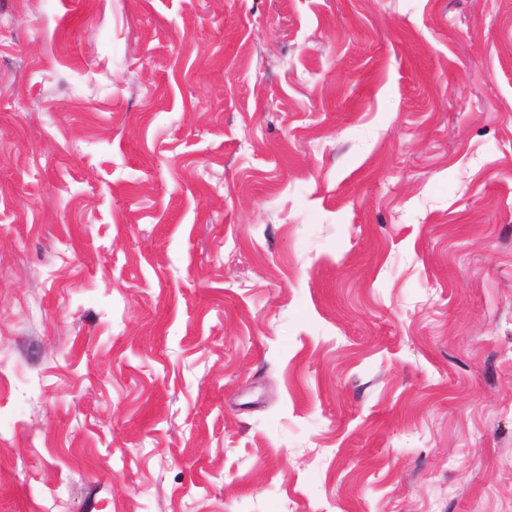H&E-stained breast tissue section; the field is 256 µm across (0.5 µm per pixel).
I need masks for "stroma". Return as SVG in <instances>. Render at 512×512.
Returning a JSON list of instances; mask_svg holds the SVG:
<instances>
[{
	"label": "stroma",
	"mask_w": 512,
	"mask_h": 512,
	"mask_svg": "<svg viewBox=\"0 0 512 512\" xmlns=\"http://www.w3.org/2000/svg\"><path fill=\"white\" fill-rule=\"evenodd\" d=\"M0 512H512V0H0Z\"/></svg>",
	"instance_id": "1"
}]
</instances>
